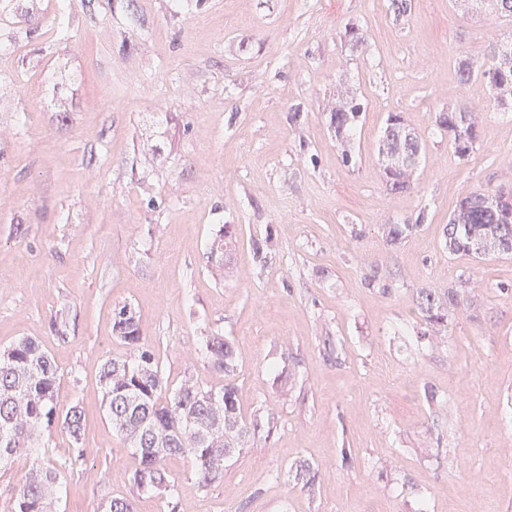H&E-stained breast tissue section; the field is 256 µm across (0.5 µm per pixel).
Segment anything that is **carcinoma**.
<instances>
[{"mask_svg": "<svg viewBox=\"0 0 512 512\" xmlns=\"http://www.w3.org/2000/svg\"><path fill=\"white\" fill-rule=\"evenodd\" d=\"M467 11H491L512 19V0H460ZM41 12L26 20L4 18L14 25L7 43L14 45L34 36L40 27ZM55 41H69L65 10L52 19ZM345 42L356 51L366 45L362 29L345 28ZM458 79L463 85L479 81L488 87L496 103L512 101V37L490 45L482 62L467 59L458 63ZM364 106L355 97L341 99L330 108L331 126L336 138L350 142ZM470 109L462 106L435 115L437 128L448 134V143L459 160L466 162L479 143L475 118L464 122ZM378 152L390 158L384 167L387 190L401 193L411 187L412 170L406 160L423 157L422 143L412 134L399 112L388 114ZM389 224L387 238L397 243L424 222ZM445 246L455 254L490 256L512 254V196L503 198L495 191H479L460 200L443 228ZM483 250L472 249L475 242ZM461 304L460 288H423L416 308L431 332L447 322L448 310ZM113 331L131 354L125 359H108L100 372L107 414L112 427L136 449V468L132 481L137 491L173 498L177 485L165 468L171 456L188 457L201 487L205 488L224 473V460L244 447L253 425L243 419L237 390L229 382L219 390L207 389L188 374L175 388L164 385L159 359L145 343L135 313L126 305L113 310ZM204 358L231 376L235 372L232 342L224 336H208L202 348ZM60 374L55 363L34 340L23 338L0 353V470H8L12 461L44 447V435L58 429L69 437L74 461L86 456L83 448V414L76 404L60 405ZM59 491L53 465L31 470L22 476L10 500L7 512H56ZM105 512H136L135 500L111 499Z\"/></svg>", "mask_w": 512, "mask_h": 512, "instance_id": "obj_1", "label": "carcinoma"}]
</instances>
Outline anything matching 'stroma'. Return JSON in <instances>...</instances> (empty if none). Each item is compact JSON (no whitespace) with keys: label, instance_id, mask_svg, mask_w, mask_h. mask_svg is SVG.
<instances>
[{"label":"stroma","instance_id":"35a3bbf8","mask_svg":"<svg viewBox=\"0 0 512 512\" xmlns=\"http://www.w3.org/2000/svg\"><path fill=\"white\" fill-rule=\"evenodd\" d=\"M80 2L69 44L45 24L0 57V349L39 342L86 421L85 461L50 437L58 512L119 495L138 512H512V255L443 238L461 198L512 185V109L457 76L512 22L456 0L401 18L388 0ZM351 24L365 51L341 43ZM77 46L67 116L18 96ZM349 95L367 109L344 147L328 106ZM465 102L481 138L463 162L434 116ZM392 112L425 148L398 194L378 155ZM458 283L443 341L426 338L419 290ZM125 304L165 382L233 381L259 424L209 487L179 456L175 498L130 481L99 382L129 354ZM212 334L235 345L232 378L201 353Z\"/></svg>","mask_w":512,"mask_h":512}]
</instances>
